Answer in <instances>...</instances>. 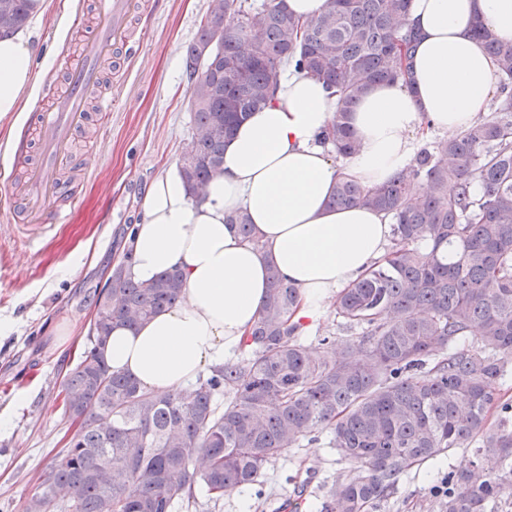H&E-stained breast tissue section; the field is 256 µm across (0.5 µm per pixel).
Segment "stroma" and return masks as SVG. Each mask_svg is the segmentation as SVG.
Masks as SVG:
<instances>
[{
	"instance_id": "1",
	"label": "stroma",
	"mask_w": 512,
	"mask_h": 512,
	"mask_svg": "<svg viewBox=\"0 0 512 512\" xmlns=\"http://www.w3.org/2000/svg\"><path fill=\"white\" fill-rule=\"evenodd\" d=\"M151 21L137 26V58L122 77L101 62L98 85L86 104L119 96L112 121L90 120L72 144L63 175L76 188L66 223L26 242L9 209L20 204L10 171V147L50 87L63 84L70 55L84 46L74 25L78 15L94 19L92 0H46L21 30L33 47L32 66L40 79L27 111L0 122V512H23V505L46 472L59 462L70 421L60 392L86 349L103 272L122 255V245L142 216L151 182L176 169L192 142L187 47L197 37L209 0H157ZM74 326L69 344L52 348L60 318ZM470 449L454 448L432 465L404 476L390 496L367 512H440L432 488ZM352 467L326 441L304 442L268 464L263 481L226 492L219 500L197 492L179 512H240L248 497L252 512H323L326 495Z\"/></svg>"
}]
</instances>
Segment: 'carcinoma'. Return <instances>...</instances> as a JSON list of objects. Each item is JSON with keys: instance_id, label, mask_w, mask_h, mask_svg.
<instances>
[{"instance_id": "obj_1", "label": "carcinoma", "mask_w": 512, "mask_h": 512, "mask_svg": "<svg viewBox=\"0 0 512 512\" xmlns=\"http://www.w3.org/2000/svg\"><path fill=\"white\" fill-rule=\"evenodd\" d=\"M410 0H327L301 22L283 0H209L187 48L194 141L178 174L190 197L217 176L224 142L277 90L287 68L327 82L337 112L322 137L336 156L357 149L348 115L374 83L407 80L417 33ZM34 0H0V37L19 31ZM473 35L497 59L501 96L491 116L421 148L393 179L334 186L329 206L361 203L392 220L391 246L337 295L332 314L361 335L321 336L309 353L292 321L300 295L274 267L262 311L235 360L164 396L112 370L102 351L113 324L131 328L176 303V270L137 282L112 270L93 317L91 346L66 379L65 413L78 423L24 512H176L259 482L271 459L304 440L353 465L329 490L325 512H366L412 468L452 448L473 457L441 477V512H492L512 499V402L492 389L512 357V46L478 22ZM479 181L483 192L471 191ZM258 246L249 214L226 217ZM448 242V256L426 251ZM474 336L467 346L459 340ZM493 455L500 468H484Z\"/></svg>"}]
</instances>
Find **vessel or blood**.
<instances>
[{
    "label": "vessel or blood",
    "mask_w": 512,
    "mask_h": 512,
    "mask_svg": "<svg viewBox=\"0 0 512 512\" xmlns=\"http://www.w3.org/2000/svg\"><path fill=\"white\" fill-rule=\"evenodd\" d=\"M154 12L152 0H97L86 47L69 64L64 86L48 92L45 106L35 113L11 150L13 159H27L31 144L39 146L36 161L28 162L22 179L27 201L23 223L63 222L64 211L53 208L52 203L73 195L71 185L62 181L59 173L71 158L74 133L88 122L85 97L99 80L98 64L116 48L131 49L130 29L135 14L150 17Z\"/></svg>",
    "instance_id": "b4317fda"
}]
</instances>
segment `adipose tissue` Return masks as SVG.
I'll list each match as a JSON object with an SVG mask.
<instances>
[{
	"label": "adipose tissue",
	"mask_w": 512,
	"mask_h": 512,
	"mask_svg": "<svg viewBox=\"0 0 512 512\" xmlns=\"http://www.w3.org/2000/svg\"><path fill=\"white\" fill-rule=\"evenodd\" d=\"M483 21L512 45V0H411L419 33L409 57L411 85H373L349 115L357 151L333 162L321 144L336 98L322 80L289 70L271 102L250 114L224 145L223 170L199 199L179 175L148 187L143 218L125 242L140 282L166 269L183 275L182 299L130 328L114 324L107 364L163 395L185 387L240 351L277 267L301 295L295 322L316 321L327 303L385 254L390 219L361 204L336 210L328 198L343 178L383 183L411 162L417 137L456 134L487 115L498 67L472 35ZM27 39L0 40V121L23 111L35 82ZM249 214L260 246L225 224Z\"/></svg>",
	"instance_id": "ef3b65f1"
}]
</instances>
